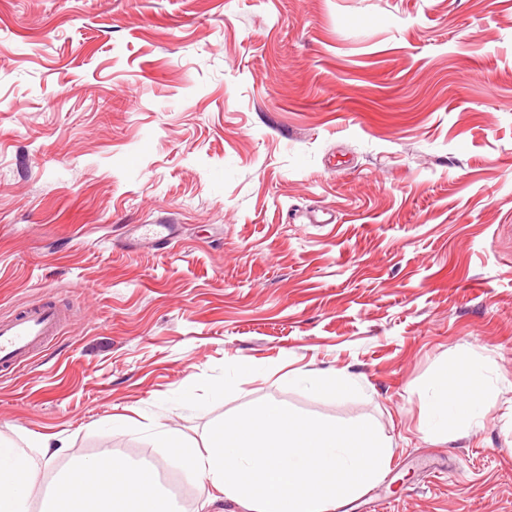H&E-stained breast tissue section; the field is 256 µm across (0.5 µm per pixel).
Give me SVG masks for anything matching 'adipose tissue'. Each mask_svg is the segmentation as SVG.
I'll return each mask as SVG.
<instances>
[{
    "label": "adipose tissue",
    "mask_w": 512,
    "mask_h": 512,
    "mask_svg": "<svg viewBox=\"0 0 512 512\" xmlns=\"http://www.w3.org/2000/svg\"><path fill=\"white\" fill-rule=\"evenodd\" d=\"M495 398L484 361L465 353L427 386L421 429L428 438H447L479 424ZM155 437L161 447L180 448L183 464L198 476L197 512H224L227 501L242 512H334L337 502L377 484L392 457L390 442L369 424L296 415L273 399L225 419L201 446L167 430ZM31 447L49 462L58 455L47 436L24 449L0 437V512H30L44 478ZM52 483L43 512H180L153 470L109 452L70 456Z\"/></svg>",
    "instance_id": "1"
}]
</instances>
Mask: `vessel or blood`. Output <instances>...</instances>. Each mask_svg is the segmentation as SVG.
Listing matches in <instances>:
<instances>
[{"label":"vessel or blood","instance_id":"vessel-or-blood-1","mask_svg":"<svg viewBox=\"0 0 512 512\" xmlns=\"http://www.w3.org/2000/svg\"><path fill=\"white\" fill-rule=\"evenodd\" d=\"M173 224H136L132 233L136 240L151 244L176 236ZM65 319V311L57 303L41 301L31 307L0 318V368L16 371L33 355L42 352L56 336Z\"/></svg>","mask_w":512,"mask_h":512}]
</instances>
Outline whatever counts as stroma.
<instances>
[{
	"label": "stroma",
	"instance_id": "stroma-1",
	"mask_svg": "<svg viewBox=\"0 0 512 512\" xmlns=\"http://www.w3.org/2000/svg\"><path fill=\"white\" fill-rule=\"evenodd\" d=\"M157 223L178 236L133 244ZM47 297L70 322L0 378L17 444L196 498L133 424L200 443L275 399L389 438L336 512H512V0H0V317ZM468 350L496 403L430 440L425 387ZM309 383L324 395H335L343 392H355L356 385L346 373L332 375H314Z\"/></svg>",
	"mask_w": 512,
	"mask_h": 512
}]
</instances>
